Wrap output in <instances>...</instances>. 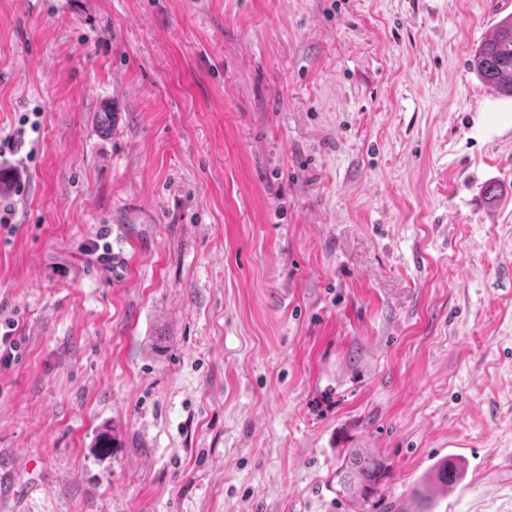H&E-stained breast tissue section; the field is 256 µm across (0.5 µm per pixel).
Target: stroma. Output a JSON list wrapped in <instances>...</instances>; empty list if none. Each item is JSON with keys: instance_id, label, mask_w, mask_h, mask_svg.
Here are the masks:
<instances>
[{"instance_id": "stroma-1", "label": "stroma", "mask_w": 512, "mask_h": 512, "mask_svg": "<svg viewBox=\"0 0 512 512\" xmlns=\"http://www.w3.org/2000/svg\"><path fill=\"white\" fill-rule=\"evenodd\" d=\"M509 15L0 0V133L41 114L0 169V512H416L448 455L431 512H512V98L469 67ZM389 474L390 466L373 449L351 448L336 477L348 500L355 506H363L381 497ZM466 475V465L456 456H448L438 460L420 479L413 494L426 505L432 500V493L444 491L456 486ZM428 505L425 506V508Z\"/></svg>"}]
</instances>
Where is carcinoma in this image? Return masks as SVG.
Returning a JSON list of instances; mask_svg holds the SVG:
<instances>
[{
	"label": "carcinoma",
	"mask_w": 512,
	"mask_h": 512,
	"mask_svg": "<svg viewBox=\"0 0 512 512\" xmlns=\"http://www.w3.org/2000/svg\"><path fill=\"white\" fill-rule=\"evenodd\" d=\"M470 68L492 90L512 97V16L502 19L472 52ZM390 466L371 448L348 449L336 477L341 492L353 505L363 506L381 497ZM466 475V465L455 456L438 460L420 479L413 494L423 504L432 493L448 491Z\"/></svg>",
	"instance_id": "carcinoma-1"
}]
</instances>
